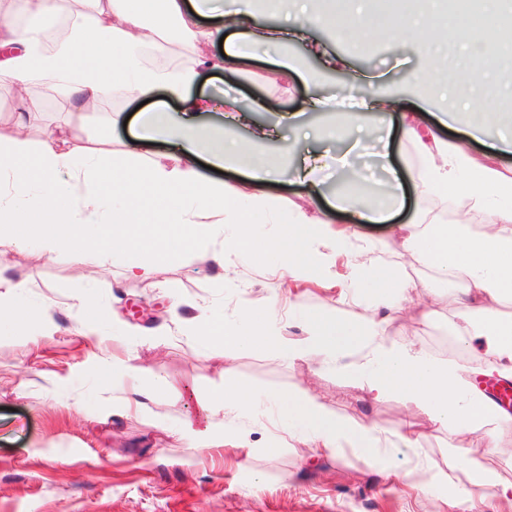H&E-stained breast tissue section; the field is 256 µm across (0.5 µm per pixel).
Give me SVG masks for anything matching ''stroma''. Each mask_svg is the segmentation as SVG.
<instances>
[{"label": "stroma", "mask_w": 512, "mask_h": 512, "mask_svg": "<svg viewBox=\"0 0 512 512\" xmlns=\"http://www.w3.org/2000/svg\"><path fill=\"white\" fill-rule=\"evenodd\" d=\"M500 27L507 45L494 66V78L473 88L455 82L466 52L448 48V70L440 81L452 96H422L414 74L422 59L407 44L374 42L362 50L339 34L318 28L312 38L338 56L342 64L324 68L305 45L266 43L254 47L246 73L234 92L265 101L255 113L268 137L264 148L272 155L287 154L286 172L271 184L269 193L281 209L302 199L325 207L346 179L343 169L323 170L316 187L295 181L292 169L307 154L334 156L356 148L360 169L357 187L382 182L385 174L366 146L357 145L359 128L382 131L392 165L406 194L404 210L387 224H339L349 249H369L373 263L401 268L413 284L411 300L395 312L398 340H417L430 350L434 338L450 331L451 315L443 289L434 284V272L402 249L400 226L423 218L434 203L420 194L412 173L421 161L399 127L386 126L376 112H362L356 125L340 126L339 114L309 107L315 97L336 94L346 86L367 92L366 77H374L376 91L399 101L408 111L425 109L432 115L455 113L454 128H441L443 137L465 132L468 110L512 89V10L502 9ZM289 58L291 72L269 80L272 64ZM135 97L115 98L112 114L71 115L61 102L44 100L37 122L25 135L39 143L67 123L85 144L106 155L121 154L137 143L148 156L167 153L169 144L135 142L126 126L139 112ZM292 122H285L284 114ZM125 259L110 258L97 277L88 265L67 252L52 257L38 254L37 245L0 250V270L13 280H26L32 303L46 306L51 330L36 327L0 331V512H512V503L487 494L483 501H459L455 491L412 489L403 475L414 465L443 467L449 458L465 455L495 468L512 480V425L485 422L459 435L440 427L428 416L391 393L376 402L367 399L359 378L323 366L320 361L282 360L274 348L238 351L222 341L206 340L190 322L206 307L234 322L240 307L269 301L316 308L335 303L338 288L348 280L346 257L336 261V285L326 288L292 280L277 272L278 260L269 257L254 266L237 262L219 268L205 258L186 255L156 266L152 277L124 276ZM157 306L162 336L141 344L120 328L101 336H84L79 323L86 317L82 304L109 306L127 323L129 303ZM136 353L148 365L162 366L168 394L161 404L146 403L142 413L125 414L116 407L128 388L118 378H97L94 370L108 356ZM243 385L259 398L257 414L233 411L211 414L201 404L211 387L224 377ZM308 394L337 415L381 430L393 437L408 420H416V448L384 447V470L371 467L354 448L326 457L311 448L304 428L291 424L280 411L276 395ZM230 430L250 448L241 459L232 444H214L197 450L189 428Z\"/></svg>", "instance_id": "1"}]
</instances>
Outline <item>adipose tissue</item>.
<instances>
[{
  "label": "adipose tissue",
  "instance_id": "adipose-tissue-1",
  "mask_svg": "<svg viewBox=\"0 0 512 512\" xmlns=\"http://www.w3.org/2000/svg\"><path fill=\"white\" fill-rule=\"evenodd\" d=\"M68 3L23 0L24 29L8 21L0 23V74L22 87L34 81L48 84L66 112L98 114L109 110L114 95L146 98L166 89L180 98V113L162 108L141 113L139 136L164 140L174 144L175 150L160 161L132 149L125 157L109 161L92 154L65 124L58 136L36 145L19 135L0 141V247L18 249L33 241L49 254L63 250L80 254L91 245L101 261L115 251L146 246L151 259L125 266L126 278L143 279L157 265L206 250L215 224L236 227L233 242L211 255L217 266L231 259L252 260L255 237L250 219L262 215L283 227L263 248L276 253L292 279L329 282L336 258L348 255L351 284L368 286V313L360 317L328 309L301 312L299 322L307 336L295 343L286 338L281 308L273 302L260 310L241 308L231 325L219 317L205 319V337L223 339L225 347L236 350L272 347L287 361L318 358L343 366L353 376L365 378L372 399L398 394L435 423L458 433L497 418L491 404L468 390L462 367L431 360L417 342L392 338L393 313L409 294L407 278L400 271L375 267L366 254L348 253L346 240L330 229L340 214L357 224L386 221L391 212L404 207L401 185L389 182L380 205L362 203L356 193L345 189L336 192L329 209L315 211L306 203L279 212L276 197L260 189L261 183L279 173L278 162L224 137L225 125L247 120L250 113L261 110V103L238 97L219 102L192 92L200 68L237 77L249 59L248 47L300 39L314 26H340L361 44L372 36L414 42L425 58L416 78L425 86L441 72L445 59L441 46L457 40L467 49L470 64L486 77L502 51L497 12L487 11L475 25H442L432 17L409 12L382 25L370 24L360 13L347 16L340 25L336 15L343 7L335 0H238L236 10L220 14L217 25L208 27L201 22L200 0H82L78 10L69 9ZM259 3L270 11L292 12L291 26L268 33L250 30ZM63 14L69 18L63 35L47 40L43 19ZM163 27L171 28L185 43L209 42L225 31L237 32L239 39L225 42L224 56L217 60L203 56L189 65L170 61L146 66L142 51ZM433 31L440 34L439 50H432L424 39L415 42V35ZM362 105L397 121L403 137L424 158V165L413 173L421 194L465 197L487 213L490 229L483 233L460 220L404 224L401 246L433 266L439 281H461V288L448 294L456 335L477 342L489 371L512 377V316L499 309L502 301L512 298V178L491 160L474 156L466 142L442 139L418 113L400 111L397 100L370 92ZM219 109L224 112V125L198 121V114ZM202 160L218 170H241L248 179L231 183L207 178L198 166ZM147 212L165 218L157 227V238L150 242L144 225L135 221ZM2 285L10 298L0 301V328L48 325L43 310L29 302L26 281L0 276ZM359 348L365 351L363 362H346V355ZM112 371L133 384L118 403L122 411L146 400L160 401L168 390L162 374L135 355L113 363ZM279 402L282 412L309 432L313 447L334 455L350 446L360 449L372 466H382L381 439L374 427L341 419L309 395L283 396ZM405 478L419 487H452L468 502L490 492L512 498V480L469 457L445 471L416 466Z\"/></svg>",
  "mask_w": 512,
  "mask_h": 512
}]
</instances>
